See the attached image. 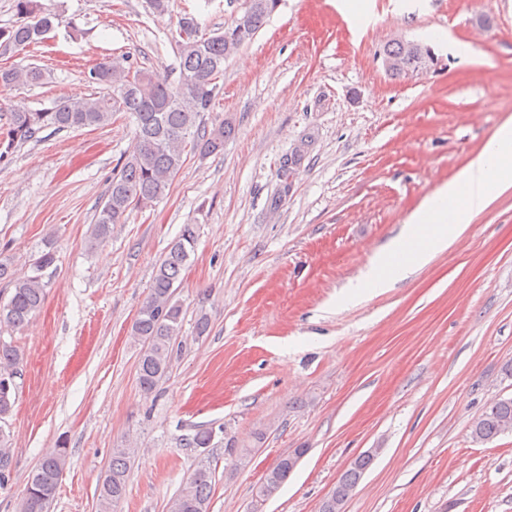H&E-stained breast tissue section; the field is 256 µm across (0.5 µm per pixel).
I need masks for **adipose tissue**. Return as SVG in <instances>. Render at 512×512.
I'll use <instances>...</instances> for the list:
<instances>
[{
  "label": "adipose tissue",
  "instance_id": "ef3b65f1",
  "mask_svg": "<svg viewBox=\"0 0 512 512\" xmlns=\"http://www.w3.org/2000/svg\"><path fill=\"white\" fill-rule=\"evenodd\" d=\"M512 190V118L457 176L409 216L402 235L368 259L357 289H383L426 266L469 231L472 220Z\"/></svg>",
  "mask_w": 512,
  "mask_h": 512
}]
</instances>
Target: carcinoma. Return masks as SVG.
<instances>
[{"label":"carcinoma","mask_w":512,"mask_h":512,"mask_svg":"<svg viewBox=\"0 0 512 512\" xmlns=\"http://www.w3.org/2000/svg\"><path fill=\"white\" fill-rule=\"evenodd\" d=\"M280 0H250V7L221 32L208 34L196 16L184 13L178 22L176 41V81L170 82L130 62V56L108 58L90 70L88 81L103 87L99 95L68 98L50 110H31L22 105L6 108V128L0 138V159L12 149L38 138L43 130L104 126L118 113L128 116L135 125L132 150L114 168L112 181L94 220L92 240L98 244L134 209L143 210L165 195L183 167L187 155H204L224 151V139L232 126L226 121L213 127L203 123L222 90L224 62L247 45L277 10ZM22 23L0 30V51L22 50L36 46L63 22V16L43 7L40 0H14ZM424 51L411 42L395 41L383 49V60L391 62L390 75L401 77L426 68ZM46 70L37 66L0 67V88L12 90L44 84ZM197 235L193 224H185L178 238L156 266L148 296L131 327V336L142 345L137 379L145 395L152 394L169 372L175 340L182 327L183 307L175 299V284L194 252ZM56 261L49 249L40 254L32 274L17 276L0 261V279L13 286L7 303L0 304V323L15 329L24 327L40 310L45 300L42 272ZM21 350L0 341V421L12 411L20 365ZM512 433V398L498 399L481 414L471 428L475 443H486ZM67 449L56 448L42 458L41 469L32 474L19 501V512H44L48 501L55 499L67 464ZM375 459L363 454L343 472L336 487L326 496L329 506L320 512H336L341 501L359 482ZM131 452L116 448L112 452L99 485L98 512H114L125 496ZM12 471L10 434L0 426V490ZM293 473L291 455L279 459L269 469L256 496L265 501L272 497ZM212 474L200 464L186 480L179 494L169 503V512H208Z\"/></svg>","instance_id":"1"}]
</instances>
